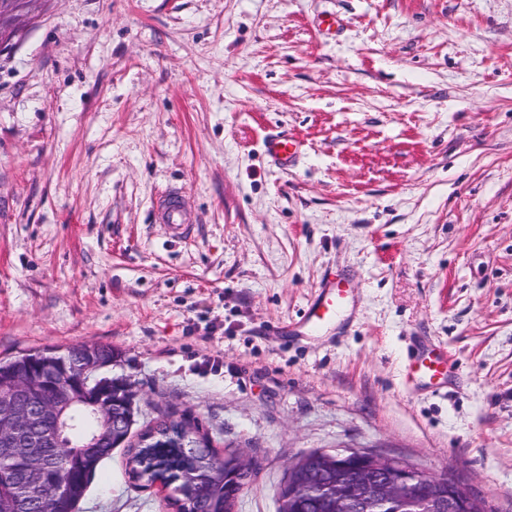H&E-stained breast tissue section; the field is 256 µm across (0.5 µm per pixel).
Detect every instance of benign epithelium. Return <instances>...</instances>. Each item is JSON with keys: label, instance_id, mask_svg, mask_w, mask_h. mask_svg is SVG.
<instances>
[{"label": "benign epithelium", "instance_id": "benign-epithelium-1", "mask_svg": "<svg viewBox=\"0 0 512 512\" xmlns=\"http://www.w3.org/2000/svg\"><path fill=\"white\" fill-rule=\"evenodd\" d=\"M112 365L100 348L88 345L68 357L40 351L24 365L0 368V459H24L26 467L11 478L28 507L41 502L32 492L36 481L33 462L42 448L64 443L66 424L57 407L92 391L100 396L96 407L112 417V432L88 444L93 452L130 432L135 384L100 375ZM222 463H232L245 484L253 471L241 453L226 452ZM314 498L325 512H486L483 504L448 474L432 475L407 462L362 448L336 452H304L288 465L280 502Z\"/></svg>", "mask_w": 512, "mask_h": 512}]
</instances>
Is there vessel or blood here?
Instances as JSON below:
<instances>
[{
    "mask_svg": "<svg viewBox=\"0 0 512 512\" xmlns=\"http://www.w3.org/2000/svg\"><path fill=\"white\" fill-rule=\"evenodd\" d=\"M263 151L272 165L286 170L294 166L303 145L287 132L268 134ZM160 221L172 238H185L191 223L185 195L175 188L162 194L156 202ZM358 309V299L350 274L344 270L326 273L301 318L284 324L282 333L294 339L317 341L326 332L348 324ZM411 355L405 367L408 380L434 393H443L453 380L452 364L444 346L428 336L414 337Z\"/></svg>",
    "mask_w": 512,
    "mask_h": 512,
    "instance_id": "obj_1",
    "label": "vessel or blood"
}]
</instances>
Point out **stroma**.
Listing matches in <instances>:
<instances>
[{
  "label": "stroma",
  "instance_id": "35a3bbf8",
  "mask_svg": "<svg viewBox=\"0 0 512 512\" xmlns=\"http://www.w3.org/2000/svg\"><path fill=\"white\" fill-rule=\"evenodd\" d=\"M0 20V360L112 346L131 438L183 415L253 463L236 512H278L291 460L344 448L512 512V0H13ZM276 131L304 144L285 172ZM172 185L181 242L153 216ZM336 269L360 303L342 338L277 335ZM415 336L460 386L404 385ZM125 459L77 512H176ZM263 151L272 165L281 170L293 167L303 151V144L288 132L270 133L263 140Z\"/></svg>",
  "mask_w": 512,
  "mask_h": 512
}]
</instances>
